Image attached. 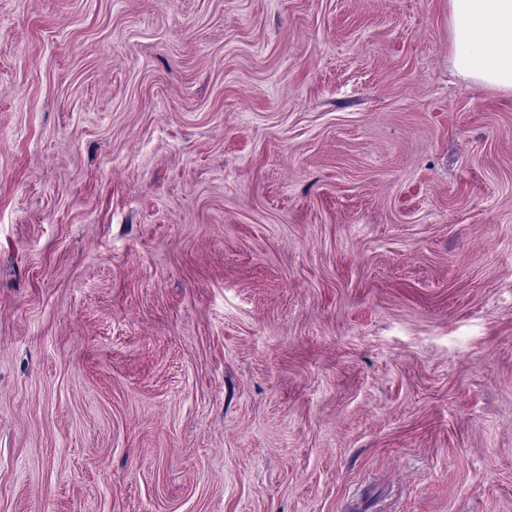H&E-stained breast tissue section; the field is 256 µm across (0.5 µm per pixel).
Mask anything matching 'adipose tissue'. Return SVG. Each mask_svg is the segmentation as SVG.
I'll use <instances>...</instances> for the list:
<instances>
[{
    "label": "adipose tissue",
    "instance_id": "obj_1",
    "mask_svg": "<svg viewBox=\"0 0 512 512\" xmlns=\"http://www.w3.org/2000/svg\"><path fill=\"white\" fill-rule=\"evenodd\" d=\"M448 31L458 75L512 93V0H448Z\"/></svg>",
    "mask_w": 512,
    "mask_h": 512
}]
</instances>
